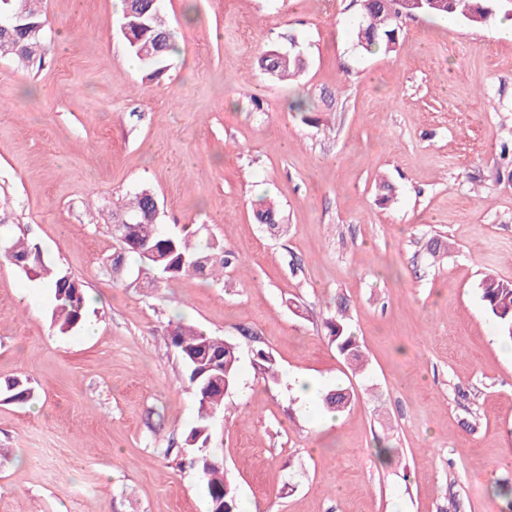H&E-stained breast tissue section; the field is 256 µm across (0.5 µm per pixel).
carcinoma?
<instances>
[{
    "mask_svg": "<svg viewBox=\"0 0 512 512\" xmlns=\"http://www.w3.org/2000/svg\"><path fill=\"white\" fill-rule=\"evenodd\" d=\"M35 0H0V12L17 21V26L0 35V57L27 62L37 56L41 35L33 34L26 23L33 20ZM156 0H124L122 22L128 25L130 52L142 63L150 77L163 74L170 66L176 45L170 29L160 32L154 27ZM511 11L508 0H420L409 9L401 3L387 4L383 0H360V20L357 27L359 45L369 53L389 54L395 51L400 31V19L410 11L414 15H457L471 25H482L500 11ZM259 65L273 77L282 79L302 72L306 63L300 56L279 48L267 50ZM255 218L271 229L279 225V212L273 203L265 201L256 210ZM113 222H129L128 241H116L120 252L112 258V273H120L123 253L136 254L148 268L157 271L166 280L190 274H201L211 279L224 277V270L234 267L239 256L222 248L211 254H201L193 248L189 235L167 231L158 222L150 207L149 189L143 188L112 211ZM33 272L47 281L53 289L51 325L65 334L83 326L86 319L84 284L47 263L37 246L25 236L0 238V257ZM481 297L487 310L497 320L502 337L512 341V282L485 275L480 282ZM330 341L346 362L360 369L364 354L356 336L349 332L344 314L326 321ZM171 345L185 368L188 387L198 403L194 425L185 436V445L195 449L191 464L201 477L210 500L211 512H240L236 491L224 475V467L209 448L213 418L227 410L226 399L239 383V347L219 336L207 334L194 326L178 321L170 334ZM255 365L261 373L278 379L274 357L259 349ZM0 397L17 404H25L33 397L28 380L13 378L0 387ZM352 400V394L337 388L325 394L327 410L339 412Z\"/></svg>",
    "mask_w": 512,
    "mask_h": 512,
    "instance_id": "carcinoma-1",
    "label": "carcinoma"
}]
</instances>
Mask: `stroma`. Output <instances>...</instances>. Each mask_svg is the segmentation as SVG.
<instances>
[{"label":"stroma","mask_w":512,"mask_h":512,"mask_svg":"<svg viewBox=\"0 0 512 512\" xmlns=\"http://www.w3.org/2000/svg\"><path fill=\"white\" fill-rule=\"evenodd\" d=\"M162 6L177 51L157 81L120 0H44L41 58L0 59V231L83 282L96 330L58 333L51 289L0 258V385L35 390L0 401V512H209L184 446L197 400L170 342L180 319L239 345L209 446L252 512H512L492 492L512 485V358L479 290L512 281V40L495 19L416 16L396 52L370 54L355 0ZM273 45L305 71H260ZM143 186L160 224L244 267L166 281L131 258L114 278L113 205ZM263 199L280 230L256 222ZM341 307L360 372L324 326ZM298 375L317 382L305 411ZM338 387L355 397L331 423ZM33 388L28 379L20 377L6 381L4 387H0V397L17 404H25L33 397Z\"/></svg>","instance_id":"35a3bbf8"}]
</instances>
